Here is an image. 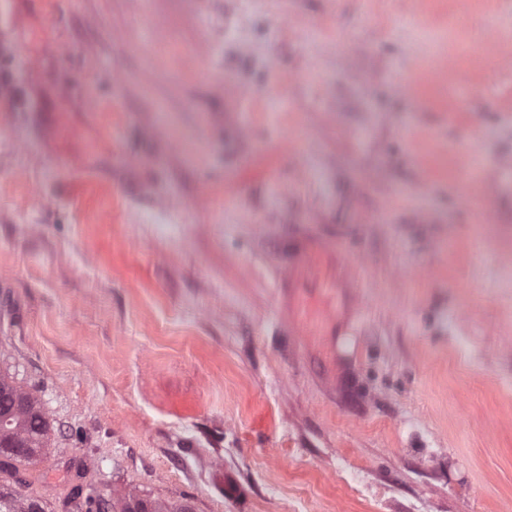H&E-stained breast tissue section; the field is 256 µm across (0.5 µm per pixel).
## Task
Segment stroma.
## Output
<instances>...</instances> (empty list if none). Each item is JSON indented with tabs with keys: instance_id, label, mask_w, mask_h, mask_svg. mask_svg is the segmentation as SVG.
Instances as JSON below:
<instances>
[{
	"instance_id": "obj_1",
	"label": "stroma",
	"mask_w": 512,
	"mask_h": 512,
	"mask_svg": "<svg viewBox=\"0 0 512 512\" xmlns=\"http://www.w3.org/2000/svg\"><path fill=\"white\" fill-rule=\"evenodd\" d=\"M510 32L512 0H0L30 495L512 512ZM320 248L317 243H310L308 246L300 244L288 255V260L296 269H307L314 272L319 261Z\"/></svg>"
}]
</instances>
